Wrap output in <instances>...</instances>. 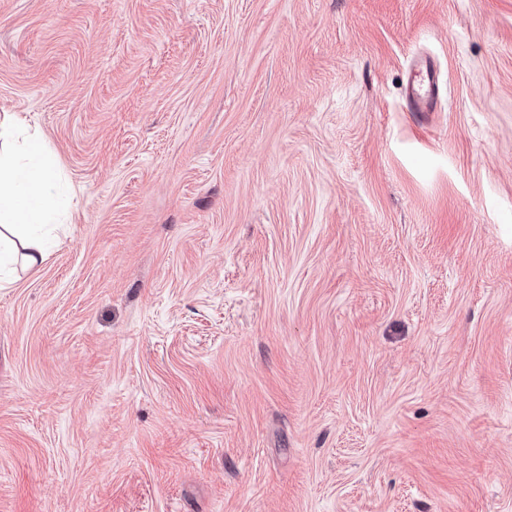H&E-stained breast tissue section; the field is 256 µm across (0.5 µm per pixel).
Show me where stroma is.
I'll list each match as a JSON object with an SVG mask.
<instances>
[{"label": "stroma", "mask_w": 512, "mask_h": 512, "mask_svg": "<svg viewBox=\"0 0 512 512\" xmlns=\"http://www.w3.org/2000/svg\"><path fill=\"white\" fill-rule=\"evenodd\" d=\"M3 112L0 512H512V0H0ZM440 90L439 76L430 61L418 62L411 70L407 82V98L413 112L429 110ZM60 195L58 173L41 133L16 115L4 116L0 121V285L11 278L17 258L28 269L47 260L52 240L47 227Z\"/></svg>", "instance_id": "1"}]
</instances>
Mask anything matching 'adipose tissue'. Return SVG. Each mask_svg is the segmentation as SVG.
Masks as SVG:
<instances>
[{
	"instance_id": "ef3b65f1",
	"label": "adipose tissue",
	"mask_w": 512,
	"mask_h": 512,
	"mask_svg": "<svg viewBox=\"0 0 512 512\" xmlns=\"http://www.w3.org/2000/svg\"><path fill=\"white\" fill-rule=\"evenodd\" d=\"M60 195L41 133L18 116L0 118V282L15 262L36 269L47 260Z\"/></svg>"
}]
</instances>
